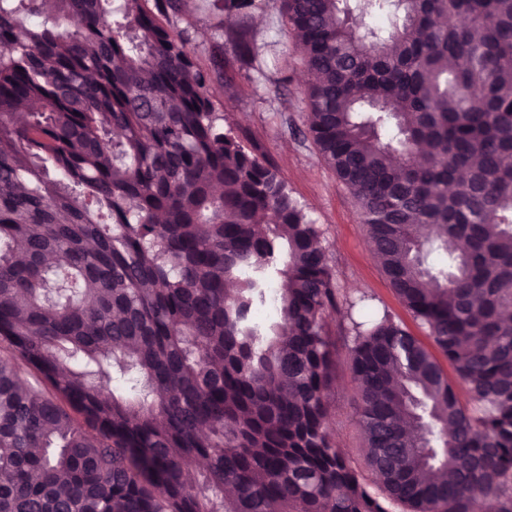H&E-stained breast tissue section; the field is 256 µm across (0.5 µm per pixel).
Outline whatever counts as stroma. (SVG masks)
Here are the masks:
<instances>
[{
  "instance_id": "obj_1",
  "label": "stroma",
  "mask_w": 512,
  "mask_h": 512,
  "mask_svg": "<svg viewBox=\"0 0 512 512\" xmlns=\"http://www.w3.org/2000/svg\"><path fill=\"white\" fill-rule=\"evenodd\" d=\"M255 23L270 43L264 54L267 79L256 85L243 78L233 91L218 90L225 127L279 169L294 196L320 225L335 287L343 293L367 294L369 312L389 314L421 342H428L419 320L396 295L375 259L354 197L325 162L307 129L303 55L288 35L276 0H261ZM328 334L336 352L331 400L336 445L359 466L364 439L357 424L350 372L353 340L337 315L328 320Z\"/></svg>"
}]
</instances>
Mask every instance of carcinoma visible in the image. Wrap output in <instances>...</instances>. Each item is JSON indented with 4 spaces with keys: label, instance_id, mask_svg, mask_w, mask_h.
I'll use <instances>...</instances> for the list:
<instances>
[{
    "label": "carcinoma",
    "instance_id": "obj_1",
    "mask_svg": "<svg viewBox=\"0 0 512 512\" xmlns=\"http://www.w3.org/2000/svg\"><path fill=\"white\" fill-rule=\"evenodd\" d=\"M188 2L0 0V512H512V0H280L313 141L465 403L224 129L257 0H213L204 65ZM327 329L336 352V373L331 400L336 447L343 448L353 464L361 468L364 439L357 424L356 390L350 372V349L353 340L346 331V324L338 315L328 319Z\"/></svg>",
    "mask_w": 512,
    "mask_h": 512
}]
</instances>
